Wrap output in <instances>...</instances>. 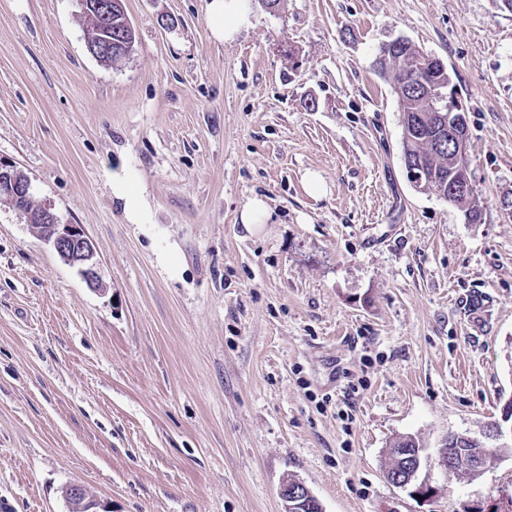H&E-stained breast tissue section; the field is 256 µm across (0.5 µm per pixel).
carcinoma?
<instances>
[{
    "label": "carcinoma",
    "instance_id": "obj_1",
    "mask_svg": "<svg viewBox=\"0 0 512 512\" xmlns=\"http://www.w3.org/2000/svg\"><path fill=\"white\" fill-rule=\"evenodd\" d=\"M87 25L88 42L112 44V55L100 57V61L110 64L123 57L119 50L123 44L134 42L135 30L132 27L124 6H113L112 23L101 26L88 14H83ZM381 73L392 79L400 107V116L404 118L402 127L403 152L422 161L424 166L435 173L440 180H453L461 176V167L469 160H460L448 149L438 143L433 136L439 118V110L447 101H437L431 97L429 86L448 80V72H442L432 63V58L421 54L411 45H406L400 53L393 55L388 48L381 49L377 60ZM448 444L458 457H473L476 465L467 469L466 474L476 476L493 465L499 457L512 451V448H491L479 454L480 440L456 443L448 436Z\"/></svg>",
    "mask_w": 512,
    "mask_h": 512
}]
</instances>
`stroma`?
<instances>
[{
  "instance_id": "obj_1",
  "label": "stroma",
  "mask_w": 512,
  "mask_h": 512,
  "mask_svg": "<svg viewBox=\"0 0 512 512\" xmlns=\"http://www.w3.org/2000/svg\"><path fill=\"white\" fill-rule=\"evenodd\" d=\"M208 2L124 0L136 41L108 66L80 0H0V160L84 225L103 286L0 202V512H67L70 483L112 512H284L290 478L323 512H494L512 453L460 478L439 457L453 433L498 447L512 399V11L252 0L225 43ZM397 37L467 111L477 223L406 178L376 66ZM406 436L430 499L386 478ZM112 191L117 196V198L124 200L125 210L128 218L134 222V224H139L142 221V213L143 210L135 204V189L132 185L121 182L117 183L115 186H112ZM271 216L267 202L262 197L254 196L243 208L240 220L246 230L252 232L257 224H266Z\"/></svg>"
}]
</instances>
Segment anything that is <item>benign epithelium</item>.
I'll list each match as a JSON object with an SVG mask.
<instances>
[{"label": "benign epithelium", "mask_w": 512, "mask_h": 512, "mask_svg": "<svg viewBox=\"0 0 512 512\" xmlns=\"http://www.w3.org/2000/svg\"><path fill=\"white\" fill-rule=\"evenodd\" d=\"M112 0H84L86 12L101 21H111ZM444 110L449 115H441L443 127L447 128L449 144L452 145L459 156L468 153L469 130L467 113L459 106L448 102ZM406 176L409 182L417 189L425 190L432 186V178L425 169L411 162L404 161ZM15 167L0 161V194L14 196L16 198H29L31 195L30 180H17L12 175ZM29 221L33 222L31 228L37 235L57 253L60 259L70 265L76 266L87 284L95 290L100 289L94 267L95 248L92 239L81 224L64 223L54 211L51 204H40L34 212L27 213ZM405 473H390L388 481L397 488H412L411 494L426 497L431 489L428 485L416 484L415 478L420 468V449L407 448ZM280 495L285 508H302L310 512L314 507L313 495L310 490L300 481L293 482V485L283 484ZM63 497L67 503L69 512H110L107 505L98 497L90 496L87 489L80 483H72L63 490Z\"/></svg>", "instance_id": "1"}]
</instances>
